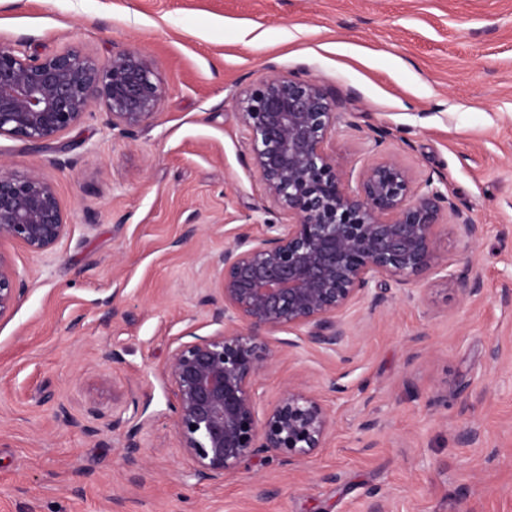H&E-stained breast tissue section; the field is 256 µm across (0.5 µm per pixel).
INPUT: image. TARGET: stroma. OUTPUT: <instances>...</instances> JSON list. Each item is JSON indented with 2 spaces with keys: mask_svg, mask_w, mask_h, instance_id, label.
<instances>
[{
  "mask_svg": "<svg viewBox=\"0 0 512 512\" xmlns=\"http://www.w3.org/2000/svg\"><path fill=\"white\" fill-rule=\"evenodd\" d=\"M0 44L140 51L164 89L129 134L94 106L47 147L0 137V167L39 171L67 218L46 255L0 247L25 283L0 319V512H512V0H0ZM274 72L336 98L327 147L349 184L391 156L447 188L483 233L440 251L483 288H396L347 313L344 355L277 353L257 409L302 379L335 421L324 448L207 482L161 371L188 333L219 331L204 299L237 228L288 221L233 116Z\"/></svg>",
  "mask_w": 512,
  "mask_h": 512,
  "instance_id": "obj_1",
  "label": "stroma"
}]
</instances>
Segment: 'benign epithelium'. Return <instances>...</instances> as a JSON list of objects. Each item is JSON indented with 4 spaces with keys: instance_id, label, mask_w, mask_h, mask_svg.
I'll return each mask as SVG.
<instances>
[{
    "instance_id": "benign-epithelium-1",
    "label": "benign epithelium",
    "mask_w": 512,
    "mask_h": 512,
    "mask_svg": "<svg viewBox=\"0 0 512 512\" xmlns=\"http://www.w3.org/2000/svg\"><path fill=\"white\" fill-rule=\"evenodd\" d=\"M162 88L154 61L134 50L97 62L69 50L32 58L0 45V137L42 146L79 123L93 105L129 133L158 113ZM253 167L271 205L289 224L255 236L242 224L218 261L210 336L180 343L162 368L176 397L173 421L182 448L206 480L234 476L260 453L305 459L323 447L333 419L323 401L290 380L275 405L257 415L258 382L270 370V336L288 330L340 351L343 316L358 302L387 301L385 286L429 275L481 290L479 274L459 278L440 253L438 227L452 213L457 234L476 242L482 227L456 210L430 179L415 184L393 157L369 165L351 188L326 143L336 128V98L316 79L267 76L236 102ZM66 231L56 193L36 171H0V244L33 254ZM24 281L0 254V318L21 300Z\"/></svg>"
}]
</instances>
